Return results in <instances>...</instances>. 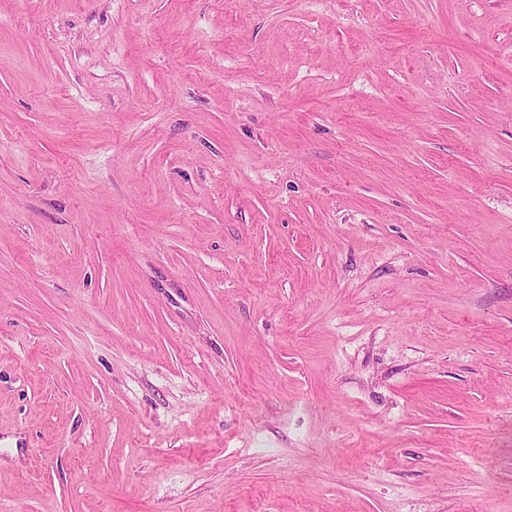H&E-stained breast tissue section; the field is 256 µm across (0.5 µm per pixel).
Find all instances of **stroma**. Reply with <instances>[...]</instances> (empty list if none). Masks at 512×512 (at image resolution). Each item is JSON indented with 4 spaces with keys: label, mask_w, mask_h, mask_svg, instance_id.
Masks as SVG:
<instances>
[{
    "label": "stroma",
    "mask_w": 512,
    "mask_h": 512,
    "mask_svg": "<svg viewBox=\"0 0 512 512\" xmlns=\"http://www.w3.org/2000/svg\"><path fill=\"white\" fill-rule=\"evenodd\" d=\"M512 512V0H0V512Z\"/></svg>",
    "instance_id": "35a3bbf8"
}]
</instances>
